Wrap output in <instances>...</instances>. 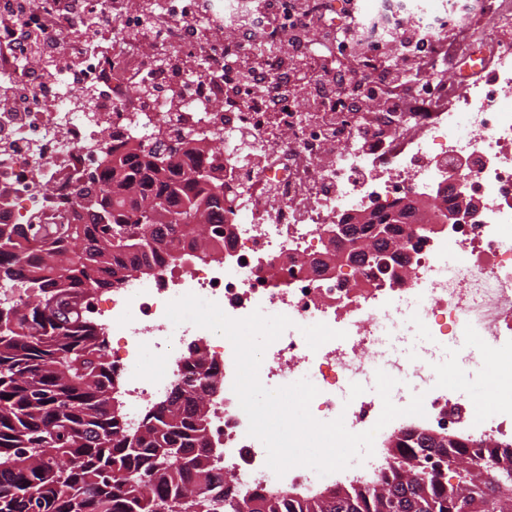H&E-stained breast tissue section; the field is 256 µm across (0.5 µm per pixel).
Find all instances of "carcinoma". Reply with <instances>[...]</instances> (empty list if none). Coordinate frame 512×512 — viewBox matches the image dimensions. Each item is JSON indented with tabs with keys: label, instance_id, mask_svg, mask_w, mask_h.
<instances>
[{
	"label": "carcinoma",
	"instance_id": "cac0c4a2",
	"mask_svg": "<svg viewBox=\"0 0 512 512\" xmlns=\"http://www.w3.org/2000/svg\"><path fill=\"white\" fill-rule=\"evenodd\" d=\"M220 138L198 133L161 162L131 139L102 156L103 171L77 191L68 224H0V288L22 289L0 306V512H256L210 496L224 475L210 462V415L204 399L216 373L199 375L188 359L169 406L124 431L106 394L114 386L103 330L85 310L87 291L110 288L130 267L163 254H210L224 217V182L204 156ZM362 262L378 264L397 235L371 224L353 228ZM465 438L453 446L421 432L398 447L425 449L445 470L399 463L381 483L316 494L263 498V512H512V447L481 462L465 460Z\"/></svg>",
	"mask_w": 512,
	"mask_h": 512
}]
</instances>
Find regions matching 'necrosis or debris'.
<instances>
[{
	"instance_id": "obj_1",
	"label": "necrosis or debris",
	"mask_w": 512,
	"mask_h": 512,
	"mask_svg": "<svg viewBox=\"0 0 512 512\" xmlns=\"http://www.w3.org/2000/svg\"><path fill=\"white\" fill-rule=\"evenodd\" d=\"M16 21L0 24V42L23 40L38 28L73 43L85 40L89 14L111 17L106 45L86 48L65 91L43 85L37 68L18 79L34 100L0 91V223L62 224L75 192L100 172L101 154L120 133L153 144L164 133L210 132L224 142V179L233 200L224 213L216 254L177 251L152 278L129 277L110 295L90 291L86 307L112 344L107 353L119 378L116 393L137 426L166 400L186 373L187 351L200 332L174 325L167 304L185 294L217 303L229 317L253 311L282 314L292 327L269 345L259 369L278 388L302 373L318 389L310 410L319 421L343 418L361 433L377 428L376 443L418 424L435 432L463 431L476 442L512 444V407L459 416L456 392L438 380L433 347L395 354L396 336L420 330L445 339L464 332L480 340L471 362L512 378V37L500 20L497 65L488 84L467 89L457 106L428 112H335L334 94L320 111L293 100L246 97L226 61L238 48H287L290 31L269 21L285 0H161L143 11L134 0H20ZM378 12L415 26L426 40L441 22L426 0H380ZM463 177L482 199L481 223H452L427 237L402 235L400 276L352 266L340 275L313 274L308 263L329 242L346 212L424 193L449 176ZM466 260L442 269L449 246ZM315 336H307V329ZM220 375L210 395V439L219 448L224 486L244 497L263 489H314L318 474L305 467L276 476L263 443L248 435V417L233 391L234 351L210 338ZM156 362L142 373L144 351ZM384 370L413 380L426 414L376 422L381 400L339 403L350 381Z\"/></svg>"
}]
</instances>
